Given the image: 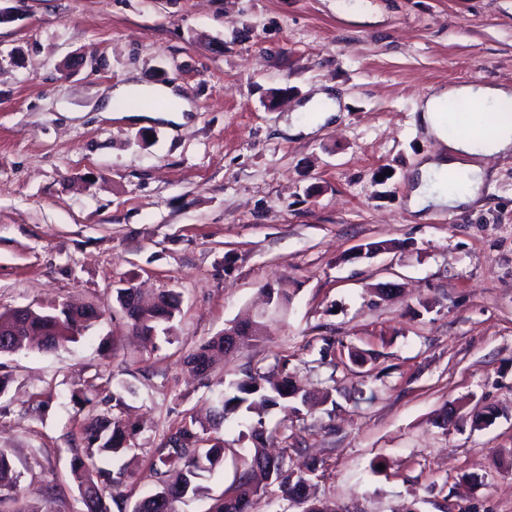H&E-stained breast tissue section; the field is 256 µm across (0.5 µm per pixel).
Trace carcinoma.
<instances>
[{
  "label": "carcinoma",
  "instance_id": "cac0c4a2",
  "mask_svg": "<svg viewBox=\"0 0 512 512\" xmlns=\"http://www.w3.org/2000/svg\"><path fill=\"white\" fill-rule=\"evenodd\" d=\"M166 301L148 312L141 323L133 324L145 336H151L162 325L171 322L178 310L175 295H165ZM76 321L66 308L55 311L37 309L21 317L14 311L0 312V323L10 329L0 334V356L23 351H51L76 341L78 335L90 324L78 326L73 335H59L60 328H69ZM227 354L224 337L220 336L202 344L188 355L186 364L197 373H204L213 353ZM285 375L273 381L254 373L236 383V394L217 397L211 423L205 425L195 418L184 421L155 449L158 464L149 471L155 488L136 502L132 512H178L176 504L187 498L199 496L203 486L198 483L201 473L213 472L224 460V440L218 437L219 429L228 415L240 410L253 413L257 420L248 425V434L254 441L245 469L238 477L229 496H220L208 512H247L250 500L268 492L275 485L282 499L298 503L295 488L306 480L303 466L292 468L286 464V455L271 457L262 448L265 427L262 415L281 400L290 399ZM132 431L116 416L100 414L92 417L84 428V446L71 449V474L77 485L84 512H111V503L124 483L134 477L127 463L117 467L110 462L135 454L130 443ZM21 473L11 462L8 451L0 448V512H43L27 501L28 491L21 485Z\"/></svg>",
  "mask_w": 512,
  "mask_h": 512
}]
</instances>
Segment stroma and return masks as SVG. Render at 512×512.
<instances>
[{"instance_id": "35a3bbf8", "label": "stroma", "mask_w": 512, "mask_h": 512, "mask_svg": "<svg viewBox=\"0 0 512 512\" xmlns=\"http://www.w3.org/2000/svg\"><path fill=\"white\" fill-rule=\"evenodd\" d=\"M0 8L14 15L0 25V311L104 313L76 341L0 361V448L26 488L54 483L51 512H81L71 450L111 412L136 431L137 478L118 500L130 512L164 437L247 373L285 369L308 401L270 407L263 445L311 464L333 512H512V153L482 159L474 203L408 206L439 150L423 94L512 87V0ZM132 80L176 86L185 122L126 118L111 93ZM325 90L339 110L322 123L304 106ZM295 115L313 132L289 134ZM269 285L289 302L267 336L192 373L185 356ZM122 288L176 294L170 332L139 336ZM120 384L133 392L117 406ZM81 388L89 405L72 399ZM244 431L224 422V464L179 512H207L233 486Z\"/></svg>"}]
</instances>
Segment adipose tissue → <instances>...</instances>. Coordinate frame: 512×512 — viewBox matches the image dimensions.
<instances>
[{"mask_svg": "<svg viewBox=\"0 0 512 512\" xmlns=\"http://www.w3.org/2000/svg\"><path fill=\"white\" fill-rule=\"evenodd\" d=\"M121 95L128 98H159L165 101L164 109H136L132 115L150 120L163 118L177 123L183 122L190 106L171 86H146L138 83L124 85ZM475 103L479 106V120L486 128L483 140H475L471 131L449 136L444 125V110H455L458 106ZM512 106V89L492 85H451L429 95L420 105V123L427 133L442 141L445 149L419 166L409 207L419 213L431 206L456 208L474 202L484 182L485 172L476 164L467 167L470 179L465 189L446 191L445 178L458 173L461 157L492 155L512 150V120L503 119L505 108Z\"/></svg>", "mask_w": 512, "mask_h": 512, "instance_id": "obj_1", "label": "adipose tissue"}]
</instances>
